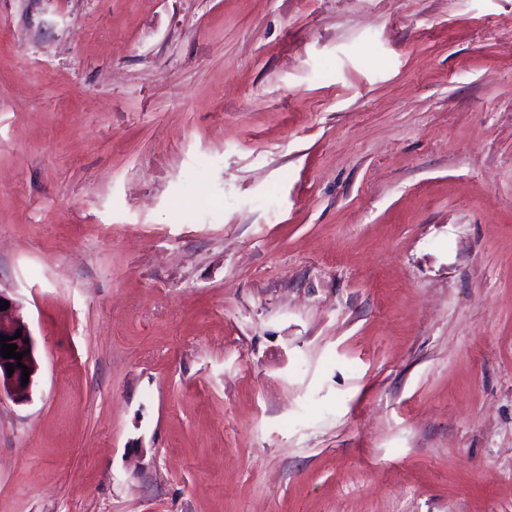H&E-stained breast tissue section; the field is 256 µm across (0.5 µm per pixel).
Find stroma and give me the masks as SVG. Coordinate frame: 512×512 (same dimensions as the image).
<instances>
[{
  "mask_svg": "<svg viewBox=\"0 0 512 512\" xmlns=\"http://www.w3.org/2000/svg\"><path fill=\"white\" fill-rule=\"evenodd\" d=\"M0 512H512V0H0ZM0 299L8 301L10 306L7 310H0V335L13 337L16 332L22 330V337L12 341H6L5 344H16V352L26 351L21 361L16 358L5 359L1 356L2 344H0V398L6 393L13 400L26 401L29 399L32 387L35 382V376L38 371V362L35 356V342L28 324L19 314L16 302L2 289H0ZM28 339L29 343H24ZM30 350V353H27ZM21 362L29 368V382L22 385L23 370L17 367V363ZM7 364L14 366L12 376L7 375Z\"/></svg>",
  "mask_w": 512,
  "mask_h": 512,
  "instance_id": "obj_1",
  "label": "stroma"
}]
</instances>
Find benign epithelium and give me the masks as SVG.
<instances>
[{
    "mask_svg": "<svg viewBox=\"0 0 512 512\" xmlns=\"http://www.w3.org/2000/svg\"><path fill=\"white\" fill-rule=\"evenodd\" d=\"M0 299L10 303L6 310H0V335L12 338V343L17 345V352L24 353L22 360L15 358L5 359L0 356V395L7 394L14 400L26 401L29 399L35 376L38 371V362L35 356V342L28 324L19 314L16 302L0 289ZM22 331V337L14 338L17 331ZM22 363L29 368V382L22 384L23 370L17 367ZM14 365V373L7 375L6 365Z\"/></svg>",
    "mask_w": 512,
    "mask_h": 512,
    "instance_id": "7a95c632",
    "label": "benign epithelium"
}]
</instances>
